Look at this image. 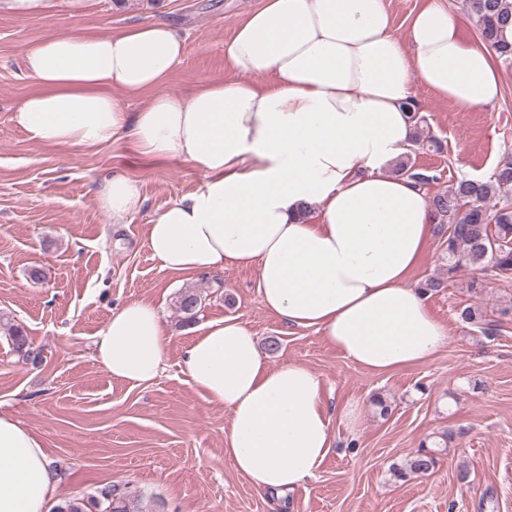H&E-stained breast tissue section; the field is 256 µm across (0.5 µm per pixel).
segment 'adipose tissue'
<instances>
[{
    "label": "adipose tissue",
    "instance_id": "ef3b65f1",
    "mask_svg": "<svg viewBox=\"0 0 512 512\" xmlns=\"http://www.w3.org/2000/svg\"><path fill=\"white\" fill-rule=\"evenodd\" d=\"M98 0H0V13L90 14ZM184 42L167 19L106 35L63 31L32 43L23 64L39 86L13 112L30 139L94 146L127 137L144 154L202 170L198 187L155 216L148 246L162 267L200 275L254 268L262 306L312 329L376 375L430 360L448 329L410 274L430 241L423 191L386 168L414 126L404 106L414 83L472 108L496 102L495 53L465 40L460 22L427 0L406 38L385 0H257L224 57L229 77L183 93L165 83ZM148 93L129 111V97ZM93 197L119 224L140 210L121 172ZM159 308L131 301L95 336V358L133 386L165 369ZM180 370L227 408L224 455L258 491L283 497L316 476L334 446L331 417L358 429L360 403L328 413L320 377L298 362L271 365L233 318L208 322ZM59 478L41 438L0 414V512H51Z\"/></svg>",
    "mask_w": 512,
    "mask_h": 512
}]
</instances>
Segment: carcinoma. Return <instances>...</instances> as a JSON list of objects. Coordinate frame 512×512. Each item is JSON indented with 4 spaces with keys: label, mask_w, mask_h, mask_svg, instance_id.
Listing matches in <instances>:
<instances>
[{
    "label": "carcinoma",
    "mask_w": 512,
    "mask_h": 512,
    "mask_svg": "<svg viewBox=\"0 0 512 512\" xmlns=\"http://www.w3.org/2000/svg\"><path fill=\"white\" fill-rule=\"evenodd\" d=\"M468 13L475 23L480 40L490 46L497 57L512 63V0H466ZM441 151V142L421 133L415 135L410 152L399 161L396 171L427 188L440 179L439 174L422 171L411 163L410 154L422 148ZM434 214L435 233L446 244L448 264L445 271L425 280L426 292L439 291L463 268L491 267L496 275L512 277V158L499 162L486 178L462 177L443 192L428 196ZM202 307L201 295L194 290L183 292L178 299L179 311L187 323L195 321ZM458 317L477 326L487 337L493 329L486 327L485 314L473 304L459 307ZM423 446L403 464L392 467L393 475L403 480L413 474L432 472L439 456L448 449ZM58 512H139L138 498L128 487L111 484L90 496L75 497L58 507Z\"/></svg>",
    "instance_id": "1"
}]
</instances>
